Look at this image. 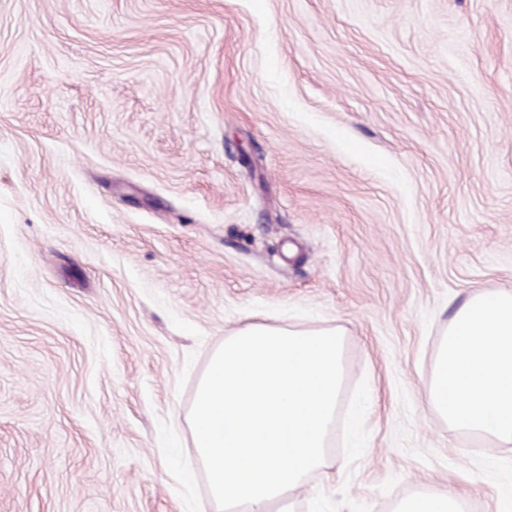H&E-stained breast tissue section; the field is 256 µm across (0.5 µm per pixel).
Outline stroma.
<instances>
[{
	"instance_id": "obj_1",
	"label": "stroma",
	"mask_w": 512,
	"mask_h": 512,
	"mask_svg": "<svg viewBox=\"0 0 512 512\" xmlns=\"http://www.w3.org/2000/svg\"><path fill=\"white\" fill-rule=\"evenodd\" d=\"M477 288L512 290V0H0V512H212L186 416L260 319L346 334L295 512H512V447L424 399ZM464 496L442 487H427L396 502L392 512H463Z\"/></svg>"
}]
</instances>
